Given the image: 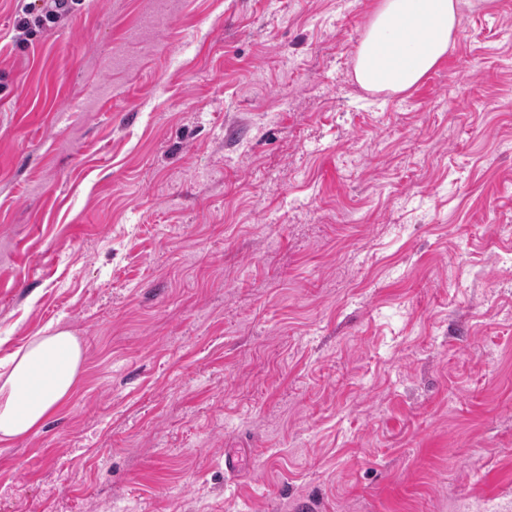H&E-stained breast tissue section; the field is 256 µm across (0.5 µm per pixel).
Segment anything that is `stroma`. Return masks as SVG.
Here are the masks:
<instances>
[{"label": "stroma", "instance_id": "obj_1", "mask_svg": "<svg viewBox=\"0 0 512 512\" xmlns=\"http://www.w3.org/2000/svg\"><path fill=\"white\" fill-rule=\"evenodd\" d=\"M376 2L0 0V362L84 349L0 512H512V0L398 94ZM69 0H33L21 8L17 30L30 36L36 29L43 30L55 26L71 12Z\"/></svg>", "mask_w": 512, "mask_h": 512}]
</instances>
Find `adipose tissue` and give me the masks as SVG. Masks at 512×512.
<instances>
[{"instance_id":"ef3b65f1","label":"adipose tissue","mask_w":512,"mask_h":512,"mask_svg":"<svg viewBox=\"0 0 512 512\" xmlns=\"http://www.w3.org/2000/svg\"><path fill=\"white\" fill-rule=\"evenodd\" d=\"M459 0H378L354 64L356 81L377 92L417 85L446 55ZM83 347L70 330L47 326L0 373V442L36 433L75 386Z\"/></svg>"}]
</instances>
